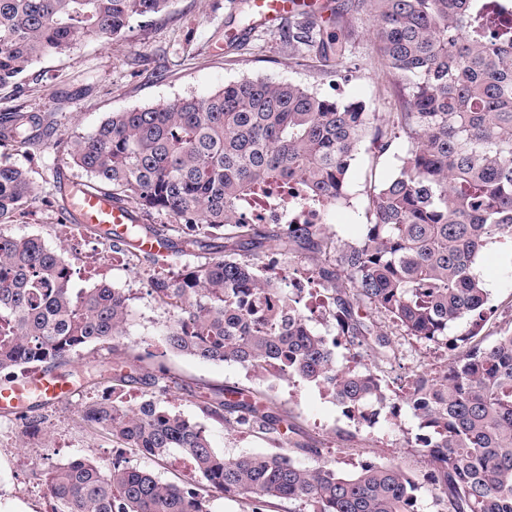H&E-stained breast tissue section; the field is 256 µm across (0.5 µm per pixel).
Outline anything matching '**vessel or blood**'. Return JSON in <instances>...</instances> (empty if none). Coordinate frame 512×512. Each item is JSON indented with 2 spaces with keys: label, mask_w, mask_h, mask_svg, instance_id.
Instances as JSON below:
<instances>
[{
  "label": "vessel or blood",
  "mask_w": 512,
  "mask_h": 512,
  "mask_svg": "<svg viewBox=\"0 0 512 512\" xmlns=\"http://www.w3.org/2000/svg\"><path fill=\"white\" fill-rule=\"evenodd\" d=\"M252 6L262 24L272 25L293 13L321 9L323 0H252ZM61 194L63 208L75 222L112 230L114 237L123 236L126 225L137 220L134 211L101 193L91 190L78 192L66 185L62 187ZM72 392L73 385L66 377L33 372L21 380L0 382V409L8 411L23 406L33 393L43 402L57 403Z\"/></svg>",
  "instance_id": "1"
}]
</instances>
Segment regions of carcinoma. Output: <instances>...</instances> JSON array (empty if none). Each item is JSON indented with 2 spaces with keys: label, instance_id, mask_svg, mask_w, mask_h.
<instances>
[{
  "label": "carcinoma",
  "instance_id": "1",
  "mask_svg": "<svg viewBox=\"0 0 512 512\" xmlns=\"http://www.w3.org/2000/svg\"><path fill=\"white\" fill-rule=\"evenodd\" d=\"M369 2L375 48L405 93L402 111L373 112L362 101L328 97L293 82L245 78L204 97L114 112L70 142L74 166L127 205L142 223L126 227L132 246L151 234L176 235L191 254L219 237L228 254L189 266L153 292L173 307L167 346L205 361L260 372L281 366L329 388L352 420L371 423L389 404L367 367L336 365L328 339L304 319L300 299L255 270L273 253L306 259L329 293L337 335L381 360L396 357L382 323L438 343L448 326L481 317L487 293L473 274L495 238L512 239V26L499 24L498 0ZM171 0H0V85L32 62L67 54L73 43L109 39L130 20L158 14ZM355 18L336 13V28L294 15L279 33L288 50L321 56L326 72L351 59ZM36 116L0 124V141L34 148ZM405 139L400 170L369 187L366 223L345 241L325 224L276 234L246 216L252 199L278 183L294 185L326 208L349 200V173L365 144L377 153ZM33 197L28 173L0 164V220ZM168 224H149L153 214ZM0 373L35 363L68 365L83 350L122 335L128 299L102 282L79 293L63 256L38 238L0 234ZM266 294L283 303L255 314ZM139 357L115 352L110 380H135ZM136 407L96 399L83 421L134 453L156 459L177 448L210 491L237 496L251 512L273 499L299 512H418L420 480L395 463L341 475L306 466L285 452L226 457L196 424L160 406L170 385L162 372ZM404 402L432 458L428 481L445 512H512V334L490 345L471 332L454 345L440 375L413 378ZM203 410L227 429L248 424L307 455L319 449L289 438L276 403L227 388ZM53 512H209L199 492L159 479L117 457L102 466L74 458L48 464Z\"/></svg>",
  "mask_w": 512,
  "mask_h": 512
}]
</instances>
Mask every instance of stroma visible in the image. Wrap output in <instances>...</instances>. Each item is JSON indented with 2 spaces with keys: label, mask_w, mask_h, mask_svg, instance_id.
Wrapping results in <instances>:
<instances>
[{
  "label": "stroma",
  "mask_w": 512,
  "mask_h": 512,
  "mask_svg": "<svg viewBox=\"0 0 512 512\" xmlns=\"http://www.w3.org/2000/svg\"><path fill=\"white\" fill-rule=\"evenodd\" d=\"M241 0H172L166 12L132 19L117 38L77 41L64 56H47L31 65L12 83L0 86V117L14 112L41 114L49 126L39 146L30 151L0 144V163L25 168L35 191L34 200L0 223V232L13 237H35L60 252L76 270L74 290L89 287L80 274L88 253L106 247L97 231L66 218L61 206L60 181L87 182V175L68 164L66 149L78 135L92 132L112 113L150 107L178 97L204 96L244 78L290 81L310 89L364 101L372 111H399L403 92L371 41V28L359 27L355 47L342 82L329 85L318 58L290 56L273 30L247 25ZM403 154L392 147L379 158L361 154L349 174V205L331 209L327 222L339 237L357 236L365 221L366 191L395 175ZM208 255L173 251L167 260L135 258L132 266L109 270L105 280L130 294L126 332L114 345H97L93 355L75 357L70 370H81L111 360L120 349L140 356V380L122 387L123 397L139 402L145 378L167 369L177 379L163 404L204 428L213 448L226 455L274 453L277 442L262 434L228 430L201 409L202 401L219 390L239 387L267 393L288 413V421L302 441L320 448L319 457L298 455V462L332 464L343 474L361 465L396 463L417 475L432 468L430 458L417 446V424L408 410L398 417L380 416L373 425H359L337 404L330 391L299 376H270L234 363L204 361L170 350L164 330L173 311L160 303L152 289L133 290L134 281L177 275L188 265L206 262ZM487 293L484 319L467 317L448 329L449 340L479 330L486 343L512 332V240H491L474 269ZM396 359L375 364L373 356L356 353L345 340H337L338 365L380 367L383 384L404 393L421 371L442 372L452 352L388 326ZM106 383L76 388L69 399L38 407L42 425L61 432L58 448H10L6 441L21 429L14 418L0 415V512H51L44 494V459L61 464L74 457L103 463L114 454L162 479L183 482L204 491L206 483L191 470L179 452L157 460L118 449L105 435L89 428L80 417L82 406L101 396Z\"/></svg>",
  "instance_id": "obj_1"
}]
</instances>
